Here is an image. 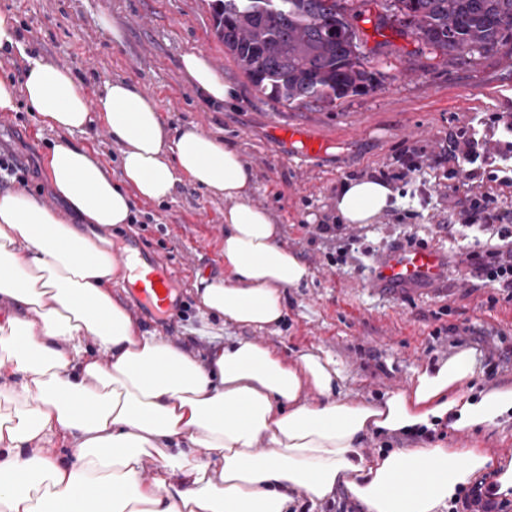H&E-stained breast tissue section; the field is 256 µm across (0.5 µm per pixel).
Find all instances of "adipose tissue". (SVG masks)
I'll list each match as a JSON object with an SVG mask.
<instances>
[{
    "mask_svg": "<svg viewBox=\"0 0 512 512\" xmlns=\"http://www.w3.org/2000/svg\"><path fill=\"white\" fill-rule=\"evenodd\" d=\"M182 62L209 102L229 100L201 55ZM21 95L54 129L81 131L101 117L123 151L115 175L81 145L53 147L48 182L79 224L26 193L0 194V301L9 305L0 317V512H291L296 498L317 503L340 489L364 512H448L486 473L512 491V459L481 448L361 451L370 435L489 429L512 415V388L467 391L480 370L473 352L373 404L338 397L341 371L317 351L291 362L263 342L234 339L202 361L143 330L112 292L117 264L100 232L128 223L134 199L164 201L182 181L231 201L230 280L197 279L202 314L274 327L286 290L309 270L249 201L252 174L239 152L197 126L169 127L136 84L108 81L91 96L69 69L28 56L21 83L0 79V112L15 111ZM391 195L382 181L351 180L336 213L369 224ZM311 391L319 402L308 401ZM262 441L275 453L259 452ZM59 444L71 459L56 455Z\"/></svg>",
    "mask_w": 512,
    "mask_h": 512,
    "instance_id": "adipose-tissue-1",
    "label": "adipose tissue"
}]
</instances>
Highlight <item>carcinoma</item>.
<instances>
[{"mask_svg":"<svg viewBox=\"0 0 512 512\" xmlns=\"http://www.w3.org/2000/svg\"><path fill=\"white\" fill-rule=\"evenodd\" d=\"M366 0H211L218 41L259 92L290 106L330 107L374 90L351 19ZM419 49L470 66L512 60V0H385ZM480 49L473 54L471 50Z\"/></svg>","mask_w":512,"mask_h":512,"instance_id":"carcinoma-1","label":"carcinoma"}]
</instances>
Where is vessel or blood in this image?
<instances>
[{
	"instance_id": "b4317fda",
	"label": "vessel or blood",
	"mask_w": 512,
	"mask_h": 512,
	"mask_svg": "<svg viewBox=\"0 0 512 512\" xmlns=\"http://www.w3.org/2000/svg\"><path fill=\"white\" fill-rule=\"evenodd\" d=\"M447 271L448 257L440 249L427 245L396 247L380 259L376 282L394 293L403 287L415 290L436 284ZM176 278V272L171 269L150 266L148 272L133 285L138 304L150 312L167 311Z\"/></svg>"
}]
</instances>
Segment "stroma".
Wrapping results in <instances>:
<instances>
[{"mask_svg":"<svg viewBox=\"0 0 512 512\" xmlns=\"http://www.w3.org/2000/svg\"><path fill=\"white\" fill-rule=\"evenodd\" d=\"M209 0H0V13L13 14L29 54L68 68L88 93L105 81L138 84L161 103L174 127L199 126L233 145L252 172L249 199L265 209L281 230L280 241L309 269L301 287L286 292L282 321L267 330L215 325L200 313L197 278L227 281L222 249L224 211L229 203L189 181L177 184L162 202L135 201L130 223L110 229L113 249L143 248L156 265L180 279L166 319L135 303L126 283L115 290L144 330L192 347L206 359L213 335L262 341L293 360L311 349L336 360L343 373L342 396L380 402L407 389L415 375L446 360L457 345L442 336L448 325L491 334L499 351L512 350V301L483 283L459 261L462 237L456 227L461 201L451 195L448 136L473 117L500 115L512 121V63L487 55L479 66L443 64L420 53L397 21L380 25L378 0H367L354 25L370 67L382 74L374 91L338 100L335 106H287L258 93L213 34ZM108 14L113 27L97 19ZM121 39H114L113 30ZM202 52L235 91L221 106L209 104L188 82L181 59ZM480 88L476 97L467 88ZM296 126L324 142L321 154L299 157L298 146L279 138ZM71 141L86 146L108 169L120 168L122 146L101 119L68 134L47 127L26 99L0 112V150L18 155L21 179L6 187L42 199L60 217L71 219L64 202L48 188L45 162L52 147ZM417 149L420 172L401 176L399 155ZM388 172L397 194L393 207L369 224L347 225L329 240L316 227L336 221V194L345 181ZM448 253V277L422 296L395 297L374 284L383 254L406 234ZM448 448L512 452V419L493 429L455 431L431 437L370 436L363 452L427 443Z\"/></svg>","mask_w":512,"mask_h":512,"instance_id":"1","label":"stroma"}]
</instances>
